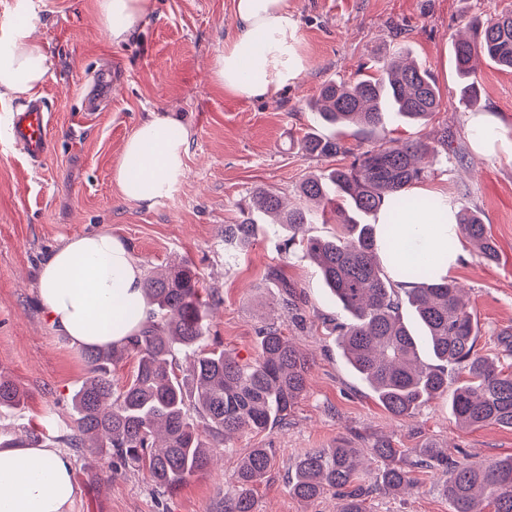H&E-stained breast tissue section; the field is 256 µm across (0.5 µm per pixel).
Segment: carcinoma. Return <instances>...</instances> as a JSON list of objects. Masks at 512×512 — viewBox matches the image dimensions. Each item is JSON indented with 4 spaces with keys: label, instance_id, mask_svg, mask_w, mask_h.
Returning a JSON list of instances; mask_svg holds the SVG:
<instances>
[{
    "label": "carcinoma",
    "instance_id": "obj_1",
    "mask_svg": "<svg viewBox=\"0 0 512 512\" xmlns=\"http://www.w3.org/2000/svg\"><path fill=\"white\" fill-rule=\"evenodd\" d=\"M472 37L453 46L456 70L470 105L478 99V55L512 69V10L470 22ZM396 51L372 74L352 83L323 84L310 104L320 125L300 139L301 151L313 158L338 160L328 173L303 179L300 196L316 204L323 223L337 224L329 237L305 236L309 211L287 206L268 190L254 192L247 217L224 225V244L246 250L256 227L254 213L273 219L287 235L285 249H298L318 265L331 298L343 313L336 323L337 344L353 372L375 398L397 418L414 415L425 402L449 395L454 418L468 426L496 423L512 428V372L476 349L478 324L457 287L437 276L438 266L414 257L422 241L399 245L404 256L400 276L387 273L377 243L394 241L402 212L443 208L432 197L411 194L424 180L425 156L448 151V135L430 141L418 138L378 145L355 153L334 128L357 126L373 130L393 112L421 125L439 111L441 97L432 73L399 61ZM389 224L370 219L380 211ZM458 231L479 244L483 258L497 257L495 243L481 218L461 207ZM152 306L146 326L119 346L87 348V373L71 397L76 428L61 437L68 448H89L110 460V473L145 470L164 493L175 494L215 461L214 447L232 435L261 432L288 418L306 389L309 360L277 327L258 336V359L241 364L222 349L203 341L210 304L200 289L193 264L174 263L145 281ZM193 358L189 366L179 356ZM132 358L129 380L112 383V366ZM26 390L0 373V407L23 405ZM383 463L379 479L362 478L361 450L345 443L315 448L294 465L292 493L304 501L336 494V512H367L377 490L399 493L417 487L415 472L445 467L443 493L453 512H512V457L484 466L448 459L426 446L409 458L385 442L372 448ZM272 466L266 448H252L238 467L234 486L224 496L222 512H254L253 488Z\"/></svg>",
    "mask_w": 512,
    "mask_h": 512
}]
</instances>
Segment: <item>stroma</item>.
<instances>
[{
    "label": "stroma",
    "mask_w": 512,
    "mask_h": 512,
    "mask_svg": "<svg viewBox=\"0 0 512 512\" xmlns=\"http://www.w3.org/2000/svg\"><path fill=\"white\" fill-rule=\"evenodd\" d=\"M300 49L310 68L263 99L225 93L211 76L216 53L235 29L231 0H156L150 21L127 43L111 45L97 22V0H0V27L25 19L45 45L53 67L37 94L50 112L51 149L28 165L6 138L16 101L0 103V372L25 388L18 408H0V442L37 430L61 449L79 493L70 512H221L242 457L268 449L272 467L253 489L255 512H336V498L294 497L293 466L313 448L339 442L365 450L368 473L378 463L369 448L386 441L413 453L432 442L449 459L480 465L512 457V429L465 428L447 398L396 418L353 374L336 344L340 312L320 270L283 250L269 225L256 228L248 251L224 248V227L241 221L239 205L256 190H272L290 205L306 177L328 161L302 154L296 141L313 128L307 102L330 80L352 81L400 46L428 68L442 106L427 126L389 119L345 141L362 151L386 139L447 133L448 151L428 163L422 187L455 206L478 210L498 258H482L464 241L448 278L463 288L478 323L477 347L512 365L502 338L512 335V73L487 60L477 68L479 97L459 96L453 43L475 14L512 9V0H292ZM494 115L497 136L475 143V112ZM166 115L190 133L184 172L170 194L150 208L126 200L112 179L125 140L151 115ZM106 230L122 241L145 275L187 260L208 297L218 298L205 343L240 362L256 357L257 336L269 324L311 359L307 389L286 423L243 431L217 449V461L174 495L155 492L147 472L115 478L96 470L85 449L62 447L75 427L70 395L86 376L80 350L49 322L38 294L43 262L68 238ZM297 291V309L283 303L281 281ZM448 473L421 470L410 493L374 492L370 512H453L442 492Z\"/></svg>",
    "instance_id": "35a3bbf8"
}]
</instances>
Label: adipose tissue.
<instances>
[{
  "instance_id": "ef3b65f1",
  "label": "adipose tissue",
  "mask_w": 512,
  "mask_h": 512,
  "mask_svg": "<svg viewBox=\"0 0 512 512\" xmlns=\"http://www.w3.org/2000/svg\"><path fill=\"white\" fill-rule=\"evenodd\" d=\"M237 28L214 58L213 77L226 93L271 95L307 70L298 49V21L290 0H232ZM155 0H97L100 26L112 44L126 43L151 17ZM44 46L25 25L0 34V102L28 97L51 73ZM165 116L144 120L126 139L112 179L124 198L150 207L181 176L187 135H173ZM422 236L428 251L456 238L452 211L437 219L405 212L398 241ZM144 277L124 244L110 232L70 237L44 262L38 293L52 325L77 348L119 344L148 320ZM77 493L68 458L44 446L0 448V512H69Z\"/></svg>"
}]
</instances>
